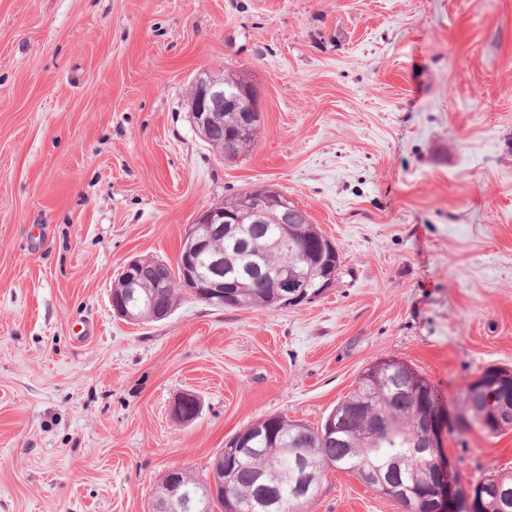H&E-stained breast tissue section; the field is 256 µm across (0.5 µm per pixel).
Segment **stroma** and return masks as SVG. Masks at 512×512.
<instances>
[{
  "label": "stroma",
  "instance_id": "obj_1",
  "mask_svg": "<svg viewBox=\"0 0 512 512\" xmlns=\"http://www.w3.org/2000/svg\"><path fill=\"white\" fill-rule=\"evenodd\" d=\"M259 93L252 150L193 126L204 71ZM270 185L342 255L295 307L110 306L204 208ZM382 359L449 412L512 369V0H0V512H152L255 421L320 427ZM191 392L201 413H171ZM460 486L512 430L444 433ZM302 512H403L325 469ZM190 508V499L178 480L176 469L169 470L158 487L154 512H168L174 506Z\"/></svg>",
  "mask_w": 512,
  "mask_h": 512
}]
</instances>
